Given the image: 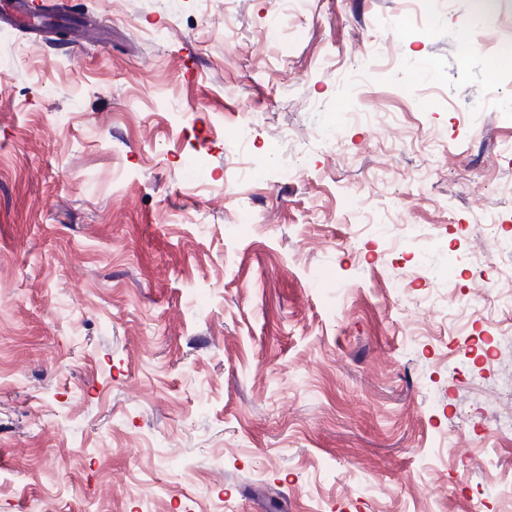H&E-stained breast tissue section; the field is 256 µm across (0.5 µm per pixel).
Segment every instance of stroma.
Returning a JSON list of instances; mask_svg holds the SVG:
<instances>
[{
  "mask_svg": "<svg viewBox=\"0 0 512 512\" xmlns=\"http://www.w3.org/2000/svg\"><path fill=\"white\" fill-rule=\"evenodd\" d=\"M59 1L107 33L0 23V512H506L474 0Z\"/></svg>",
  "mask_w": 512,
  "mask_h": 512,
  "instance_id": "35a3bbf8",
  "label": "stroma"
}]
</instances>
